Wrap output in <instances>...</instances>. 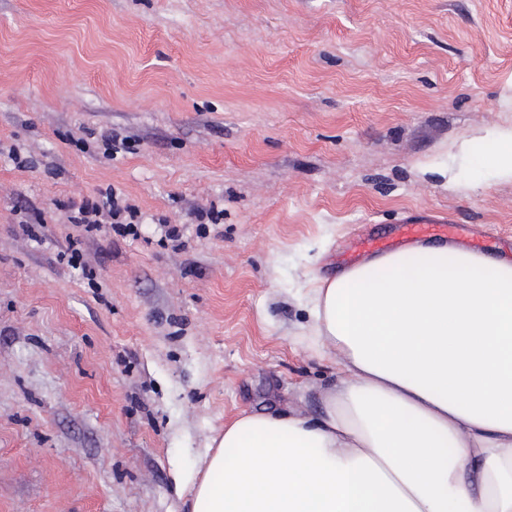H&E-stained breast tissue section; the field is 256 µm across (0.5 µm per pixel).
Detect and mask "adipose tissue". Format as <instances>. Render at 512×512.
Here are the masks:
<instances>
[{"label": "adipose tissue", "instance_id": "obj_1", "mask_svg": "<svg viewBox=\"0 0 512 512\" xmlns=\"http://www.w3.org/2000/svg\"><path fill=\"white\" fill-rule=\"evenodd\" d=\"M471 145L512 179V130ZM308 285L320 414L226 423L189 512H512V257L419 242Z\"/></svg>", "mask_w": 512, "mask_h": 512}]
</instances>
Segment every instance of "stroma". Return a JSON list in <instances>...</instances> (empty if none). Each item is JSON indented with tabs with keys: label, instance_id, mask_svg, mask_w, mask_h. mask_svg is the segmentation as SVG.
Instances as JSON below:
<instances>
[{
	"label": "stroma",
	"instance_id": "obj_1",
	"mask_svg": "<svg viewBox=\"0 0 512 512\" xmlns=\"http://www.w3.org/2000/svg\"><path fill=\"white\" fill-rule=\"evenodd\" d=\"M493 128L512 0H0V512H187L225 422L317 414L307 274L421 216L512 252ZM110 191L136 235L69 222ZM474 147L477 161L496 178L512 179V130L485 131L467 146Z\"/></svg>",
	"mask_w": 512,
	"mask_h": 512
}]
</instances>
